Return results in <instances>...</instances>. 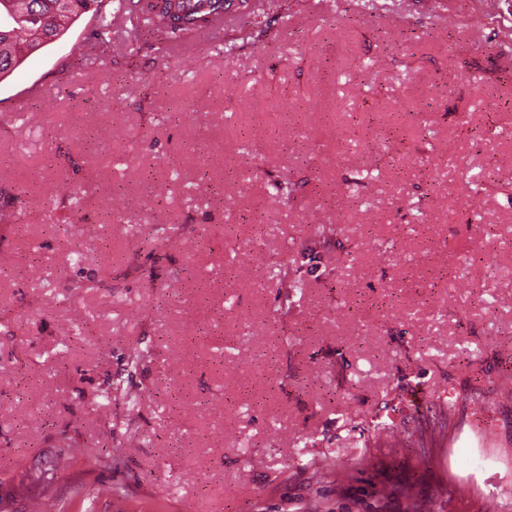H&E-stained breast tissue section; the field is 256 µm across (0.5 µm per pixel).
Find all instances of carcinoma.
I'll return each instance as SVG.
<instances>
[{
  "instance_id": "carcinoma-1",
  "label": "carcinoma",
  "mask_w": 512,
  "mask_h": 512,
  "mask_svg": "<svg viewBox=\"0 0 512 512\" xmlns=\"http://www.w3.org/2000/svg\"><path fill=\"white\" fill-rule=\"evenodd\" d=\"M113 0H0V78L12 73L32 53L62 37L79 17L94 10L97 25L89 47L101 53L112 40ZM226 0H137L127 5L145 17L150 28L170 41L210 28L224 13ZM275 196L288 201L296 192V184L288 177L273 180ZM301 278L288 282L280 295V307L288 309L295 294L302 292ZM121 394L135 405L138 395L124 387V380L111 383L105 399Z\"/></svg>"
}]
</instances>
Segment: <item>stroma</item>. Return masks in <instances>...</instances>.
I'll return each mask as SVG.
<instances>
[{"label": "stroma", "mask_w": 512, "mask_h": 512, "mask_svg": "<svg viewBox=\"0 0 512 512\" xmlns=\"http://www.w3.org/2000/svg\"><path fill=\"white\" fill-rule=\"evenodd\" d=\"M96 24L0 80V512H512V0Z\"/></svg>", "instance_id": "1"}]
</instances>
